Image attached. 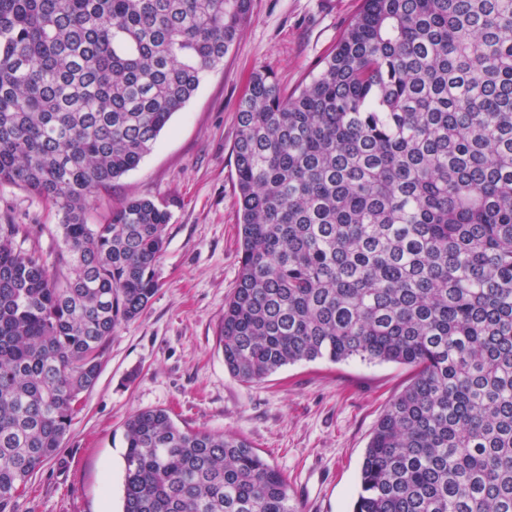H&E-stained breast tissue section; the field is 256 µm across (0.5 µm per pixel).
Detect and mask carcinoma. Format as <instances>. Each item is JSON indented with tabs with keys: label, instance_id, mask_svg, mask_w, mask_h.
I'll return each instance as SVG.
<instances>
[{
	"label": "carcinoma",
	"instance_id": "carcinoma-1",
	"mask_svg": "<svg viewBox=\"0 0 512 512\" xmlns=\"http://www.w3.org/2000/svg\"><path fill=\"white\" fill-rule=\"evenodd\" d=\"M249 17L250 0H0V184L61 215L64 244L22 251L0 224V512L159 288L167 208L131 197L94 224L93 198ZM237 126L224 366L245 383L317 359L408 367L351 512H512V0H362L291 94L254 74ZM124 441L122 512H298L243 437L146 408Z\"/></svg>",
	"mask_w": 512,
	"mask_h": 512
}]
</instances>
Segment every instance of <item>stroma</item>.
<instances>
[{
  "label": "stroma",
  "instance_id": "stroma-1",
  "mask_svg": "<svg viewBox=\"0 0 512 512\" xmlns=\"http://www.w3.org/2000/svg\"><path fill=\"white\" fill-rule=\"evenodd\" d=\"M362 0H252L240 40L175 113L154 151L100 191L96 212L147 197L171 220L156 266L160 287L137 319L105 344L100 376L57 454L32 478L17 512H121L123 425L144 408L183 428L247 438L288 483L298 508L348 512L365 448L407 367L354 357L288 365L259 383L224 366L217 345L239 275L240 213L232 147L237 105L253 71L290 93L319 72ZM0 224H18L22 249L56 256L59 218L38 197L0 184Z\"/></svg>",
  "mask_w": 512,
  "mask_h": 512
}]
</instances>
